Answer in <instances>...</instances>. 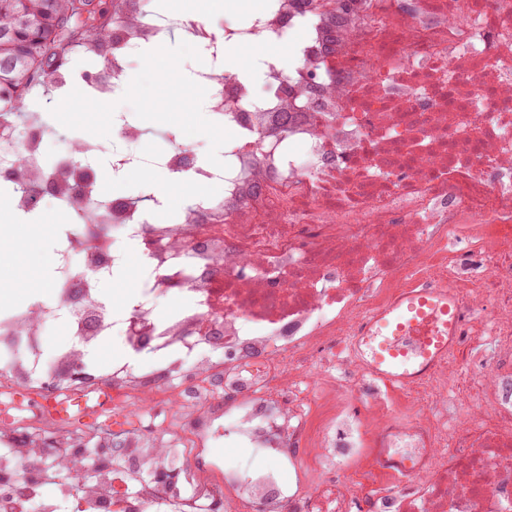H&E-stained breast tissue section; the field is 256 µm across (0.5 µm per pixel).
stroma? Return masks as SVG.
Segmentation results:
<instances>
[{"instance_id":"obj_1","label":"stroma","mask_w":512,"mask_h":512,"mask_svg":"<svg viewBox=\"0 0 512 512\" xmlns=\"http://www.w3.org/2000/svg\"><path fill=\"white\" fill-rule=\"evenodd\" d=\"M174 50L165 57L163 71L136 63L128 70L125 91L106 101H97L102 122L78 117L76 109L93 98L83 83L69 84L64 90L41 88L39 100H50L49 108L40 109V119L48 128L71 130L73 137L105 139L111 132L112 113L126 112L144 131L146 148L162 153L180 144H193L195 154L223 155L224 144L231 134L215 124L206 110L209 91L201 82L188 83L185 72H198L211 63L209 52L199 51L195 43L184 40L180 31L168 39Z\"/></svg>"}]
</instances>
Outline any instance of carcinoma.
<instances>
[{"instance_id":"1","label":"carcinoma","mask_w":512,"mask_h":512,"mask_svg":"<svg viewBox=\"0 0 512 512\" xmlns=\"http://www.w3.org/2000/svg\"><path fill=\"white\" fill-rule=\"evenodd\" d=\"M91 23L76 30L70 21V0H0V112H21L33 85L43 82L62 88L71 80L63 68L68 54L80 48L87 55L107 59L115 44L112 14L126 0H91ZM80 166L73 164L57 183V192L73 194Z\"/></svg>"}]
</instances>
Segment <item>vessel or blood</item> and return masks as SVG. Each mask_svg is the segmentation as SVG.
I'll use <instances>...</instances> for the list:
<instances>
[{
  "mask_svg": "<svg viewBox=\"0 0 512 512\" xmlns=\"http://www.w3.org/2000/svg\"><path fill=\"white\" fill-rule=\"evenodd\" d=\"M460 337L455 289L408 288L365 321L354 348L373 378L401 389L427 379Z\"/></svg>",
  "mask_w": 512,
  "mask_h": 512,
  "instance_id": "obj_1",
  "label": "vessel or blood"
}]
</instances>
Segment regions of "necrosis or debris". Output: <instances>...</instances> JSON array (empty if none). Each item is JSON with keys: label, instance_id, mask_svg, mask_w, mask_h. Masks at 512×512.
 Wrapping results in <instances>:
<instances>
[{"label": "necrosis or debris", "instance_id": "4bbe7bcc", "mask_svg": "<svg viewBox=\"0 0 512 512\" xmlns=\"http://www.w3.org/2000/svg\"><path fill=\"white\" fill-rule=\"evenodd\" d=\"M112 24L121 42L96 87L106 100L132 58L170 35L154 15ZM183 26L215 52L291 47L289 65L258 59L260 96L237 75L199 72L232 132L222 166L185 164V145L144 153L142 129L118 115L111 138L74 141L0 114V169L23 154L43 177L13 184L15 212L59 204L50 144L56 165L108 155L116 176L158 168L213 188L170 224L152 220L164 206L154 191L111 201L91 178L66 207L51 298L0 309V512H512V0H268L243 24ZM89 211L108 214L103 234L125 247L83 246ZM458 238L475 262L449 249ZM131 243L140 287L117 311L99 285L125 268ZM427 286L458 291L476 345L450 357L475 366L461 385L438 367L410 389L407 415H381L352 339L403 289ZM161 297L173 312L157 309ZM54 324L68 326V344L54 360L33 356ZM112 337L126 359L72 386L63 364L89 363ZM144 353L164 367L134 368ZM103 385L127 460H98L44 496L50 458L91 426L35 404ZM226 425L293 480L205 461ZM368 442L371 471L390 482L373 494L343 466ZM175 455L174 489L157 475Z\"/></svg>", "mask_w": 512, "mask_h": 512}]
</instances>
